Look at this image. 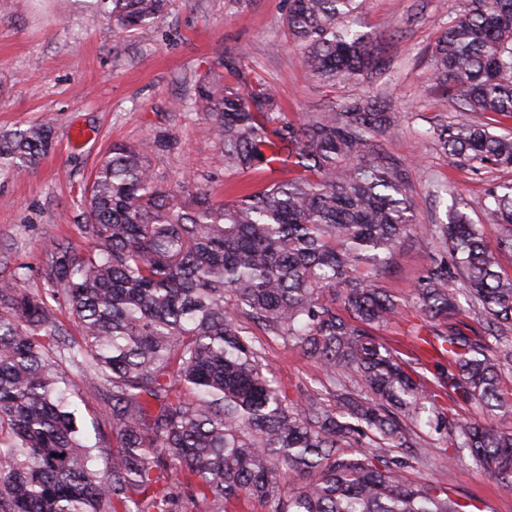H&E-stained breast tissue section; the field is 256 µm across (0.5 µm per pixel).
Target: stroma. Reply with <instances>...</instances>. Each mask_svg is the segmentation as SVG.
Instances as JSON below:
<instances>
[{
    "mask_svg": "<svg viewBox=\"0 0 512 512\" xmlns=\"http://www.w3.org/2000/svg\"><path fill=\"white\" fill-rule=\"evenodd\" d=\"M464 6L465 0H365L359 21L376 34L388 67L330 86L300 63L284 26L288 0H167L155 28L121 39L105 18L104 0H10L0 11V132L46 116L54 117L55 127L52 148L38 166L0 172V283L19 276L24 288L45 294L55 253L88 249L82 200L92 168L114 143L140 149L161 184L175 192L203 183L218 198L231 199L287 177L284 169L225 170L221 143L204 136L186 108L195 77L219 69L229 53L240 54L248 83L269 86L292 118L333 111L346 98L387 95L400 118L380 145L406 163L420 223L445 221L452 195H462L471 220L484 227L500 272L512 276V253L499 245L504 229L486 223L483 213L486 189L511 180L512 172L460 166L429 134L435 123L457 118L432 89L431 50ZM77 127L89 133L84 142L72 137ZM448 259L433 233L400 247L376 282L399 304L397 317L378 336L402 341L409 327L422 324L411 291ZM251 332L290 397L332 399L335 387L315 358L261 326ZM74 382L87 400L77 420L88 444L112 450L110 408L100 385L81 376ZM405 426L418 442L411 479L479 499L484 512H512V486L483 471L469 453L449 458L445 434L410 420Z\"/></svg>",
    "mask_w": 512,
    "mask_h": 512,
    "instance_id": "obj_1",
    "label": "stroma"
}]
</instances>
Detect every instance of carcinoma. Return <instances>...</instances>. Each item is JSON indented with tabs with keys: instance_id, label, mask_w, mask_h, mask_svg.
Instances as JSON below:
<instances>
[{
	"instance_id": "obj_1",
	"label": "carcinoma",
	"mask_w": 512,
	"mask_h": 512,
	"mask_svg": "<svg viewBox=\"0 0 512 512\" xmlns=\"http://www.w3.org/2000/svg\"><path fill=\"white\" fill-rule=\"evenodd\" d=\"M117 35L149 30L166 0H110ZM363 0H288L301 61L329 84L385 68L359 30ZM434 88L483 118L438 124L448 156L512 168V0H467L431 52ZM226 74L196 82L189 111L224 147V169L288 166V178L236 199L205 188L177 198L137 148L115 143L94 166L83 205L92 246L56 258L50 296L81 340L64 335L46 298L0 283V512H466L470 504L408 477L417 441L401 420L435 414L457 448L512 485V431L448 417L457 405L512 411V277L498 271L481 225L454 202L438 232L451 267L413 290L429 324L411 331L410 359L371 329L398 313L374 284L410 235L421 233L403 162L376 150L397 112L378 97L291 120L270 87L245 95ZM53 119L0 135V170L35 166ZM484 213L512 224V182L487 189ZM466 291L479 328L448 321ZM306 350L330 376L346 369L336 407L290 398L270 376L244 319ZM96 379L112 405L107 472L85 444L68 366ZM288 485H282V479Z\"/></svg>"
}]
</instances>
